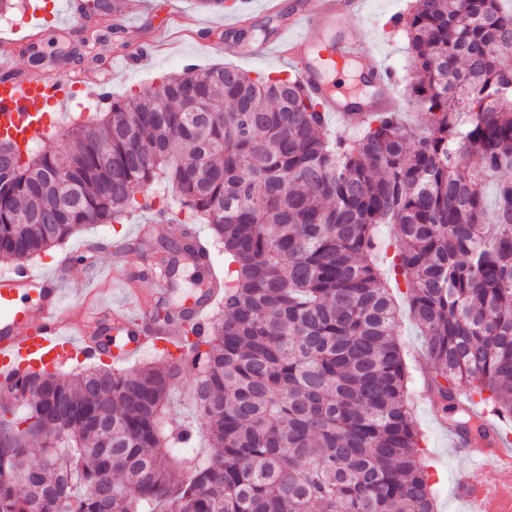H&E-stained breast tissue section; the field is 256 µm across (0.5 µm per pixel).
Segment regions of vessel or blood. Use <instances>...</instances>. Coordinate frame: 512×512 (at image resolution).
<instances>
[{"instance_id":"1","label":"vessel or blood","mask_w":512,"mask_h":512,"mask_svg":"<svg viewBox=\"0 0 512 512\" xmlns=\"http://www.w3.org/2000/svg\"><path fill=\"white\" fill-rule=\"evenodd\" d=\"M364 7L365 0H313L309 5L301 0L276 38L259 45L256 52L289 66L305 89L320 99L322 111L337 119L345 107L326 86L308 38L312 31L330 33L335 37L330 53L337 69L358 65L377 89L380 108L395 110L392 72L350 25L351 17ZM76 85L75 77L65 70L0 80V136L23 144L35 130L50 127L66 112L69 93ZM72 263L66 257L46 271L19 264L0 275V372L35 357L59 366L72 360L122 365L147 346L170 348L181 342L183 317H190L200 332L210 327L214 305L210 299L190 304L184 315L157 321L152 306L166 300L170 290L168 282L153 273L148 276L152 304L133 301L123 292L112 303L100 302L68 317L65 301ZM449 439L454 451L472 462L457 486L464 512H512V482L506 478L512 472V446L494 434L479 446L464 443L456 431Z\"/></svg>"}]
</instances>
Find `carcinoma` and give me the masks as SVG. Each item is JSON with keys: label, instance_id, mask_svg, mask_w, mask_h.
Wrapping results in <instances>:
<instances>
[{"label": "carcinoma", "instance_id": "cac0c4a2", "mask_svg": "<svg viewBox=\"0 0 512 512\" xmlns=\"http://www.w3.org/2000/svg\"><path fill=\"white\" fill-rule=\"evenodd\" d=\"M392 25L420 131L399 112L335 130L293 76L188 65L73 122L65 158L0 141V263L163 217L158 188L211 231L162 249L225 260L208 335L186 318L138 370L0 379V512H435L402 284L450 425L488 438L462 390L512 420V8L416 0ZM183 385L190 420L171 411Z\"/></svg>", "mask_w": 512, "mask_h": 512}]
</instances>
